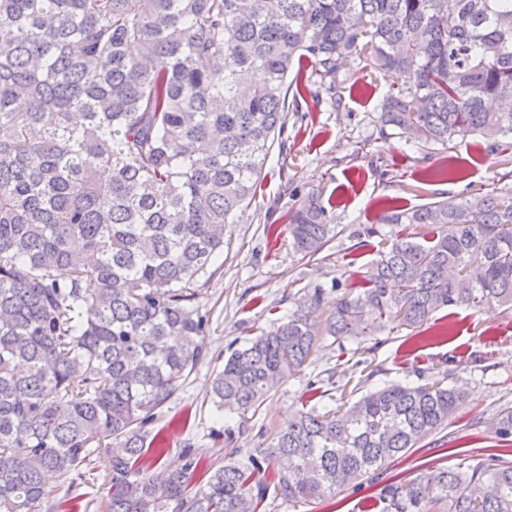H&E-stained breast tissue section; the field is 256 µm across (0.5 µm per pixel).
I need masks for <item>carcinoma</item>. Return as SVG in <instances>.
Segmentation results:
<instances>
[{
  "mask_svg": "<svg viewBox=\"0 0 512 512\" xmlns=\"http://www.w3.org/2000/svg\"><path fill=\"white\" fill-rule=\"evenodd\" d=\"M366 48L391 79L381 137L512 149V0H0V512H61L49 481L75 489L102 447V512L333 499L448 427L462 392L391 383L297 412L244 459L190 445L159 476L143 467L147 427L203 356L194 300L224 225L251 205L287 113L334 97ZM332 223L319 190L294 200L295 252L315 261ZM395 224L429 232L393 236L325 319L316 288L232 350L212 379L217 412L257 413L328 336L512 306V186L385 210L364 234ZM492 432L512 444V407ZM426 498L438 512H512V461L464 460L379 493L382 512H422Z\"/></svg>",
  "mask_w": 512,
  "mask_h": 512,
  "instance_id": "1",
  "label": "carcinoma"
}]
</instances>
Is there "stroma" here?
<instances>
[{
	"label": "stroma",
	"instance_id": "35a3bbf8",
	"mask_svg": "<svg viewBox=\"0 0 512 512\" xmlns=\"http://www.w3.org/2000/svg\"><path fill=\"white\" fill-rule=\"evenodd\" d=\"M340 101L322 100L312 111L288 113L281 142L275 143L265 177L240 222L227 225V244L219 269L195 304L209 318L203 338L204 357L193 374L159 413L150 431L174 458L188 445L204 448L208 459H227L232 449L254 447L273 438L310 395L309 383L334 372L325 408L356 400L361 380L372 384L441 378L462 388L467 399L449 420L447 445L437 436L422 441L391 476L409 480L428 468H455L461 459L479 461L496 452L488 432L501 407L512 405V308L449 307L434 315L436 324L451 326L444 338L422 339L408 330H384L376 339L324 340L305 366L263 402L247 421L223 417L210 401V383L231 349L242 347L260 331L286 320L299 298L321 291L320 316L336 300L358 293L368 265L376 257L379 237L358 241L385 208L408 209L442 196H470L497 188L498 176L512 170L504 154L492 151L481 137L454 139L431 153L398 136L379 135V104L388 80L368 54L352 59L341 76ZM317 188L332 207L336 236L313 263L294 253L283 217L290 193ZM232 436H225V428ZM109 478L104 455L93 458V470L76 489L80 512H101ZM377 486L346 490L333 500L294 503L275 500L270 512H381Z\"/></svg>",
	"mask_w": 512,
	"mask_h": 512
}]
</instances>
